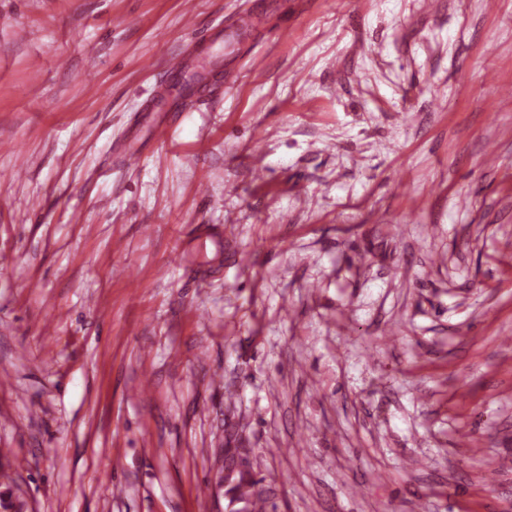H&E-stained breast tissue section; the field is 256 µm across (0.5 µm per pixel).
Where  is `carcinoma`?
<instances>
[{
	"mask_svg": "<svg viewBox=\"0 0 512 512\" xmlns=\"http://www.w3.org/2000/svg\"><path fill=\"white\" fill-rule=\"evenodd\" d=\"M239 429H225L224 436V512H269L276 507L279 488L273 481L258 476V456L252 448H232Z\"/></svg>",
	"mask_w": 512,
	"mask_h": 512,
	"instance_id": "obj_1",
	"label": "carcinoma"
}]
</instances>
